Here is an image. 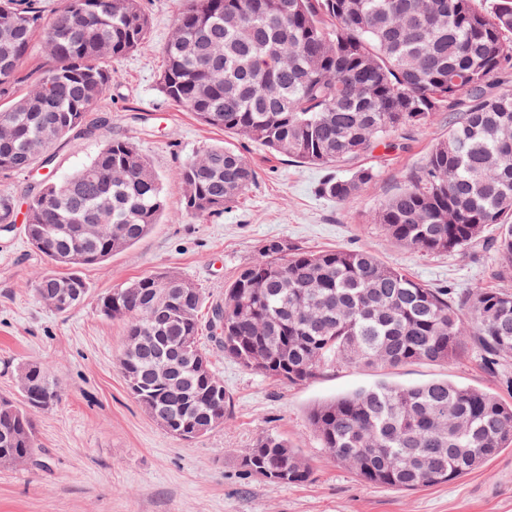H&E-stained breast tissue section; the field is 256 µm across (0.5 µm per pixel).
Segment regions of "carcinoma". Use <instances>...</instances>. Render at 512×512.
Masks as SVG:
<instances>
[{
	"label": "carcinoma",
	"mask_w": 512,
	"mask_h": 512,
	"mask_svg": "<svg viewBox=\"0 0 512 512\" xmlns=\"http://www.w3.org/2000/svg\"><path fill=\"white\" fill-rule=\"evenodd\" d=\"M163 50L160 89L203 124L245 136L300 163L334 167L405 127L468 104L415 174L372 216L400 245L466 248L496 227L500 271L512 278V0H183ZM139 0H62L51 21L40 0H0V173L54 163L55 146L91 131L87 112L109 90V63L146 42ZM50 61L16 96L22 60ZM240 153L212 146L173 174L186 214L218 215L255 182ZM375 167L331 177L320 192L353 198ZM166 194L127 138L30 192L24 233L53 266L35 293L61 314L84 304L76 269L142 239L166 214ZM16 223L15 196L0 192V225ZM204 295L174 273L139 277L97 300L126 322L118 359L130 393L172 437L192 441L224 425L230 399L220 356L296 383L336 365L397 367L459 359L476 347L493 371L512 355V293L475 287L453 296L365 249L308 250L267 241L202 319ZM214 348L201 345L202 335ZM178 364L177 380L157 372ZM21 399L0 397V465L21 467L38 448L33 414L55 405L56 384L37 362L18 373ZM322 447L364 480L400 490L444 484L512 447V404L435 379L387 381L315 407ZM300 484L310 469L267 433L245 450L246 471Z\"/></svg>",
	"instance_id": "1"
}]
</instances>
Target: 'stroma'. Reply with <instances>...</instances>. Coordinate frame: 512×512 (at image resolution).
Instances as JSON below:
<instances>
[{"instance_id": "35a3bbf8", "label": "stroma", "mask_w": 512, "mask_h": 512, "mask_svg": "<svg viewBox=\"0 0 512 512\" xmlns=\"http://www.w3.org/2000/svg\"><path fill=\"white\" fill-rule=\"evenodd\" d=\"M151 19L147 47L112 63L105 105L89 113L88 136L58 144L56 178L91 161L108 141L131 139L159 176L167 212L134 246L106 262L80 268L90 286L87 301L59 315L34 292L46 258L26 239L22 224L0 232V395L18 396L16 373L40 362L57 383V405L35 416L36 465L0 467V512H512V447L451 482L400 490L364 481L336 462L314 432L316 405L385 379L402 386L433 379L494 393L512 403V356L496 371L472 349L450 362H421L386 369L342 365L294 384L268 378L217 358L231 410L223 426L192 441L175 439L131 395L116 359L125 337L122 321L97 311L96 300L124 282L172 272L202 288L207 303L224 298L239 270L271 239L309 250L366 248L434 288L459 294L471 288L512 292L497 274L489 242L494 231L467 249L426 253L404 248L371 217L395 191L401 175L423 164L448 131V112L422 129L405 128L394 150L369 155L380 175L356 197L339 201L320 193L336 169L296 162L245 137L201 124L160 91L163 48L181 8L179 0H141ZM229 145L256 172L251 188L223 214H185L172 174L208 147ZM288 440L308 463L301 484H274L247 474L246 448L263 433Z\"/></svg>"}]
</instances>
